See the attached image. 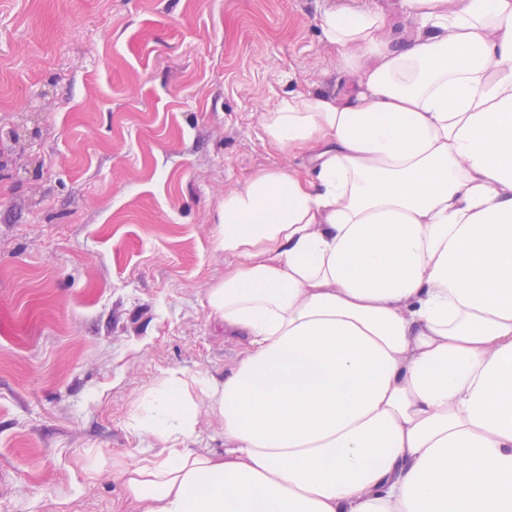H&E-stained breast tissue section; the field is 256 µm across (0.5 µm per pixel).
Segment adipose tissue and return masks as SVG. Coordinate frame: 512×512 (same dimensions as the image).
I'll return each instance as SVG.
<instances>
[{
	"instance_id": "ef3b65f1",
	"label": "adipose tissue",
	"mask_w": 512,
	"mask_h": 512,
	"mask_svg": "<svg viewBox=\"0 0 512 512\" xmlns=\"http://www.w3.org/2000/svg\"><path fill=\"white\" fill-rule=\"evenodd\" d=\"M400 8L325 9L357 91L262 114L310 164L225 194L204 306L242 349L140 401L133 512H512V0ZM363 3L382 10L395 35L404 32L410 24L401 12L398 0H367ZM191 448H212L224 451V432L221 423L215 419H206L198 436L187 442Z\"/></svg>"
}]
</instances>
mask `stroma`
Returning <instances> with one entry per match:
<instances>
[{"label": "stroma", "mask_w": 512, "mask_h": 512, "mask_svg": "<svg viewBox=\"0 0 512 512\" xmlns=\"http://www.w3.org/2000/svg\"><path fill=\"white\" fill-rule=\"evenodd\" d=\"M332 0H0V512H128L113 459L172 371L223 375L225 193L301 167L259 122L357 87Z\"/></svg>", "instance_id": "1"}]
</instances>
